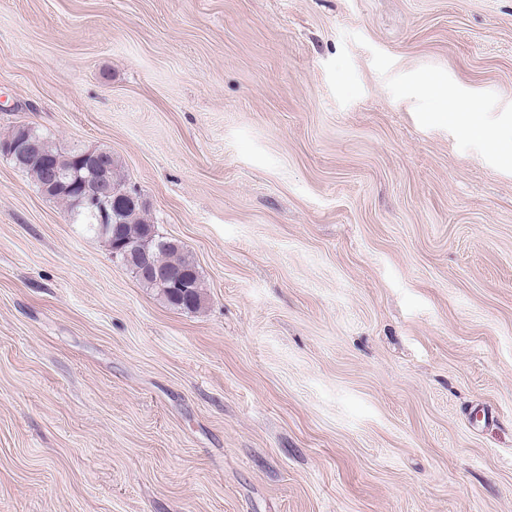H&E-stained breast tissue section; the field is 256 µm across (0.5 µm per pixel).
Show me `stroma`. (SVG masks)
<instances>
[{"label": "stroma", "mask_w": 512, "mask_h": 512, "mask_svg": "<svg viewBox=\"0 0 512 512\" xmlns=\"http://www.w3.org/2000/svg\"><path fill=\"white\" fill-rule=\"evenodd\" d=\"M20 124L206 303L0 157V512H512V0H0ZM28 125H20L14 128L11 133L4 137L1 141H10L20 139L26 136V132L30 129L38 136L40 149L42 155L54 162L58 169L62 170L67 175L66 184H85L90 178H95L96 173L94 170L81 165V155L84 149L79 147L64 148L57 145L46 135L42 134L39 130L26 127ZM0 141V142H1ZM25 174L30 176L33 181L38 185L40 191L51 199L62 202L67 210V213L72 217L75 223L85 224L88 232L93 233L101 238L105 244L112 251V257L119 259L122 255L125 259L137 258L139 262V273L143 278L153 279L160 283L167 285V288H160L157 285L146 283L139 279L146 288L158 290L161 297L168 305L177 308V301L174 298V293L177 290L184 288V277L179 274L165 272L162 270L169 269H183L194 271L196 273L193 281L192 288H189V295L192 298L191 306H187L188 311H198L203 307L205 296L203 292V284L198 270V266L194 257L176 240L160 236L157 227L148 217L147 209L144 207L128 208L123 206L120 202L110 201L112 197V185L104 178H99L89 184L84 185V192L78 198L77 203L83 208L89 209L91 216L98 224V230L102 235L110 234L112 237V224H118L117 217L112 214V209L117 212L119 224L122 229V234L128 240L137 242L144 233L151 231L154 234L157 243L153 247L151 253V261L147 255H140L139 247L131 244L126 240L118 238H104L100 236L96 230V224L92 223L91 218L87 215L80 206L76 204V193L78 187L71 189L63 187L60 191L48 192L43 191L45 183L44 169L33 164L27 168ZM162 270L156 269L155 266Z\"/></svg>", "instance_id": "35a3bbf8"}]
</instances>
